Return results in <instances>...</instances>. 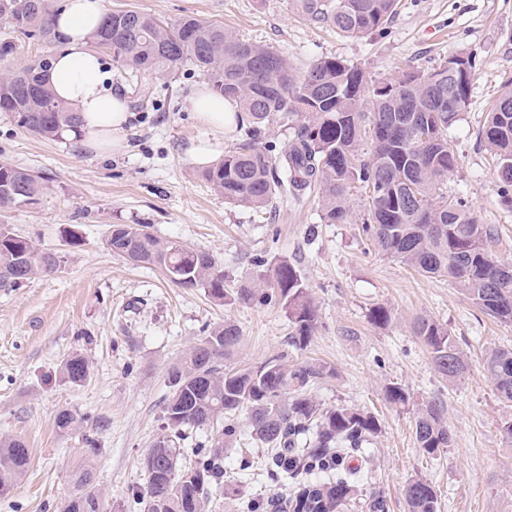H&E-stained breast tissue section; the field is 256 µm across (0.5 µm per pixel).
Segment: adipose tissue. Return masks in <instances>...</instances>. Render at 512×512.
Masks as SVG:
<instances>
[{"instance_id":"1","label":"adipose tissue","mask_w":512,"mask_h":512,"mask_svg":"<svg viewBox=\"0 0 512 512\" xmlns=\"http://www.w3.org/2000/svg\"><path fill=\"white\" fill-rule=\"evenodd\" d=\"M103 17L101 0H67L53 20L63 46L50 59L42 81L56 100L72 106L79 116L74 133L86 149L105 153L126 142L130 114L121 90L112 86L100 52L90 44V34ZM188 103L205 135L193 142L189 155L194 164L211 165L220 158L224 135L245 121L237 101L199 86Z\"/></svg>"}]
</instances>
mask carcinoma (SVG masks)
I'll use <instances>...</instances> for the list:
<instances>
[{
    "instance_id": "carcinoma-1",
    "label": "carcinoma",
    "mask_w": 512,
    "mask_h": 512,
    "mask_svg": "<svg viewBox=\"0 0 512 512\" xmlns=\"http://www.w3.org/2000/svg\"><path fill=\"white\" fill-rule=\"evenodd\" d=\"M399 0H297L308 19L347 38L385 29ZM53 0H0V18L14 30L48 44L60 42L53 26ZM90 39L109 49L122 65L149 75L189 65L201 71L214 91L239 102L246 113L247 139L204 173L228 204L265 208L279 195L298 198L317 192L324 224H356L358 235L384 258L425 277H445L482 311L512 321V264L495 258L497 228L483 224L461 196L448 192L456 154L448 129L465 112L476 54H453L427 72H403L388 80L367 79L347 60L324 57L297 73L270 46L238 38L224 26L187 15L168 26L146 13H105ZM49 56L0 72V112L34 136L54 140L76 127L75 111L55 99L40 79ZM300 118L296 137L277 156L257 143L274 117ZM479 137L496 159L500 201L512 208V83L504 87ZM41 178L27 169L0 164V209L35 204ZM364 194L363 214L355 212ZM106 245L132 262L157 265L181 288H203L216 302L228 298L224 270L210 253L176 240H162L144 224H115ZM59 259L35 240L0 224V286L20 287L55 272ZM237 298L277 304L306 343L318 330L313 300L299 271L286 260L268 264L252 287ZM438 374L464 376L468 363L448 330L428 319L414 324ZM233 324L212 329L186 353L171 374L172 394L164 408L168 433L150 449L155 466L145 468L146 486L132 494L129 512H203L213 489L223 484L224 442L208 448H181L184 429L200 428L244 410L250 436L267 445L265 466L282 482L303 475L330 474L333 482L301 485L287 498L251 503L249 512H339L351 498L358 468L351 451L375 435L374 417L348 406L321 410L307 388L327 370L316 363L290 366L280 358L258 367L223 370L219 362L238 343ZM483 370L500 396L512 402V349L491 351ZM71 384L90 374L76 354L63 367ZM87 422L64 410L57 427L68 432ZM415 439L421 452L437 455L452 436L436 401L416 411ZM86 462L75 474L82 498L66 501L63 512H101L103 496L92 485L93 458L100 449L86 439ZM29 453L18 438L0 440V496L21 480ZM408 512H438V497L425 479L414 477L404 490Z\"/></svg>"
}]
</instances>
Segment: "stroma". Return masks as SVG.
<instances>
[{"mask_svg": "<svg viewBox=\"0 0 512 512\" xmlns=\"http://www.w3.org/2000/svg\"><path fill=\"white\" fill-rule=\"evenodd\" d=\"M103 6L168 25L187 15L220 23L240 39L273 47L299 72L336 56L378 81L476 52L469 105L448 131L457 154L448 190L463 195L482 223L498 227L493 252L512 263V210L499 201L493 156L478 136L512 81V0H399L387 28L363 39L303 17L294 0H103ZM0 45L11 46L9 60L17 66L53 51L3 19ZM110 68L132 118L126 143L109 154L87 152L66 136L39 138L0 112V164L30 170L45 186L37 204L0 211V221L63 258L55 273L0 287V437L21 439L30 452L29 469L0 497V512H60L77 490L73 474L89 436L100 449L95 486L108 512H124L132 490L146 482L143 459L162 433L170 371L204 330L226 323L237 326L240 341L224 369L278 356L291 365L318 363L328 373L309 389L317 405H344L377 420L378 434L358 454L362 480L341 512H368L374 494L387 512H408L404 487L415 476L435 489L440 512H512V443L501 432L512 403L481 368L486 352L512 349V322L486 314L446 279L379 257L356 225L321 223L315 196L279 198L263 209L225 203L188 156L204 134L188 98L205 76L189 66L141 78L116 60ZM114 224H146L159 238L209 252L231 291L258 278L260 260H288L317 307V332L294 344V326L280 307L239 299L219 304L203 289L176 286L157 266L112 253L105 239ZM70 230L79 248L65 246ZM380 306L390 314L384 324L370 317ZM420 317L454 336L470 364L462 379L435 371L413 331ZM75 353L91 364L78 386L61 373ZM395 386L409 394L408 404L389 400ZM428 400L441 402L452 434L451 447L434 457L422 455L414 433L415 409ZM66 409L90 425L60 431L56 418ZM235 420L239 435L224 451V483L205 512H247L246 502L290 490L262 469L239 471L240 458L260 457L263 445L250 438L246 413Z\"/></svg>", "mask_w": 512, "mask_h": 512, "instance_id": "1", "label": "stroma"}]
</instances>
